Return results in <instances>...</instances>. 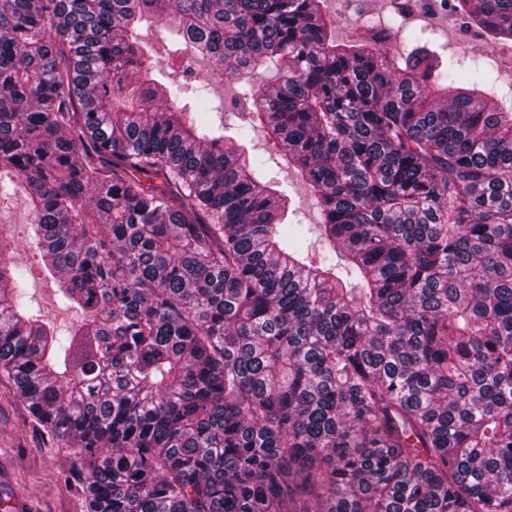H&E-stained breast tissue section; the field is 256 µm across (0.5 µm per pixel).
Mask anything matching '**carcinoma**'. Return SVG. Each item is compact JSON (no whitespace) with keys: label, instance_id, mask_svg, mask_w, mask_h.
Returning <instances> with one entry per match:
<instances>
[{"label":"carcinoma","instance_id":"obj_1","mask_svg":"<svg viewBox=\"0 0 512 512\" xmlns=\"http://www.w3.org/2000/svg\"><path fill=\"white\" fill-rule=\"evenodd\" d=\"M454 9L512 41V0ZM145 22L255 77L234 134L140 79ZM392 32L341 44L323 0H0V208L31 216L0 225V377L89 458L87 512H512V105ZM246 147L251 156L260 155L268 160L267 168L272 176L280 172L282 179L288 174L287 189L290 198L288 219L290 222L306 224V228L309 227L307 224H318L319 216L316 204L306 184L293 170L288 169L286 159L275 151L261 129L255 130L253 140L247 142ZM10 207L9 210L0 211V224H10L21 232L24 230L25 224L30 222L29 212L22 195L18 196V200H15ZM33 277L28 275V287L30 293L34 294L35 299L40 303L44 312L49 315V318L54 320L57 325L69 324L74 320L72 313L62 311L55 301L54 284H47L41 276H39L34 266H32ZM55 318V319H54Z\"/></svg>","mask_w":512,"mask_h":512}]
</instances>
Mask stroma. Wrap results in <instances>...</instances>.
<instances>
[{"label":"stroma","instance_id":"obj_1","mask_svg":"<svg viewBox=\"0 0 512 512\" xmlns=\"http://www.w3.org/2000/svg\"><path fill=\"white\" fill-rule=\"evenodd\" d=\"M433 29V40L444 53L461 52L489 59L499 72L501 92L512 89V42L484 40L469 46L459 37L453 11L413 23V30ZM249 154L262 156L270 173L288 175L290 222L319 221L313 196L303 180L288 169L262 131L246 144ZM88 461L69 444L48 436L15 396L6 380H0V512H83V486Z\"/></svg>","mask_w":512,"mask_h":512}]
</instances>
